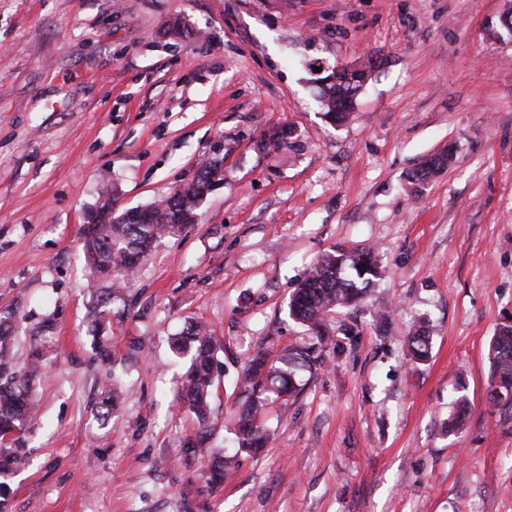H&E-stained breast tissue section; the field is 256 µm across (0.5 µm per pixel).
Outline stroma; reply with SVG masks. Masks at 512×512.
<instances>
[{
	"label": "stroma",
	"mask_w": 512,
	"mask_h": 512,
	"mask_svg": "<svg viewBox=\"0 0 512 512\" xmlns=\"http://www.w3.org/2000/svg\"><path fill=\"white\" fill-rule=\"evenodd\" d=\"M511 7L0 0V311L17 313L16 360L43 320L55 346L5 512H512V408L487 398L489 341L512 316ZM370 59L348 119L328 122L318 69ZM275 127L291 137L262 149ZM446 146L451 165L413 191L407 172ZM213 160L224 182L195 222L113 294L101 361L87 213L108 193L120 212L165 199ZM336 245L373 247L386 270L360 336L299 372L300 394L267 410L268 446L213 489L185 446L171 336L201 321L223 338L210 443L233 449L238 373L310 341L289 298ZM421 319L432 352L416 364L404 339ZM115 380L126 394L102 426ZM101 395L102 398L97 403L95 417L101 425H105L112 419V414L119 407L122 392L112 385V388H105Z\"/></svg>",
	"instance_id": "1"
}]
</instances>
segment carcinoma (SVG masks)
<instances>
[{"instance_id":"carcinoma-1","label":"carcinoma","mask_w":512,"mask_h":512,"mask_svg":"<svg viewBox=\"0 0 512 512\" xmlns=\"http://www.w3.org/2000/svg\"><path fill=\"white\" fill-rule=\"evenodd\" d=\"M356 75L343 71L339 82L321 90L320 104L326 117L343 121L353 109ZM452 153L443 150L427 159L408 174L407 180L416 187L451 163ZM214 161L202 167L194 182L182 187L160 204L145 212L130 213L112 224H99L84 233L83 247L93 280L104 283L99 289L97 305L90 311L89 331L94 347L104 358L109 356L103 333L106 313L103 304L112 300V277L124 276L134 269L161 238L180 232L194 221L201 197L210 190L209 175L217 170ZM385 271L374 251L366 247L336 246L314 261L299 288L288 303L291 320L307 327L316 342L285 348L277 354L267 350L256 352L241 370L240 396L243 399L235 431L237 451L255 454L270 439L259 415L271 399L289 400L299 394L297 374L306 370L313 374L327 362V350L334 342L329 327V315L337 309L356 308ZM15 326L12 313L0 315V478L7 476L22 457L21 438L36 410L32 397L34 384L48 365L45 337H30V348L24 361L14 358ZM409 359L418 364L431 355V336L424 324L405 339ZM173 351L189 358L187 370L176 386L175 398L186 406L198 421V431L188 440L187 447L204 463V474L218 487L224 482L226 470L235 467L237 455L226 456L209 444L208 408L217 352L221 350L213 332L203 323L194 322L173 338ZM488 356L491 383L488 401L494 405L512 406V322L497 326L492 336ZM97 403L95 417L102 424L112 419L119 407L122 392L106 388Z\"/></svg>"}]
</instances>
